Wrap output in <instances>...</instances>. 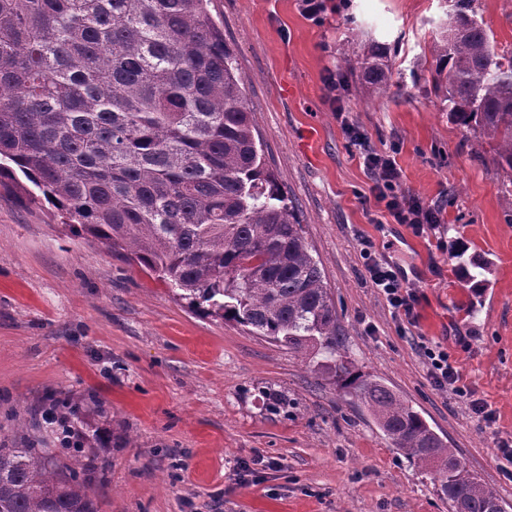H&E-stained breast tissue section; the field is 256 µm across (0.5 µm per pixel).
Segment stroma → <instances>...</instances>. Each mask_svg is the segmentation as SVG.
I'll use <instances>...</instances> for the list:
<instances>
[{"label": "stroma", "instance_id": "1", "mask_svg": "<svg viewBox=\"0 0 512 512\" xmlns=\"http://www.w3.org/2000/svg\"><path fill=\"white\" fill-rule=\"evenodd\" d=\"M444 0H209L246 82L266 162L295 207L336 304L339 341L427 420L512 512V180L452 123L425 52ZM512 51V0H481ZM389 49L392 86L345 81L347 45ZM342 76L338 89L329 75ZM394 153L402 189L440 221L423 235L381 218L344 127ZM417 296L402 328L361 251ZM447 348L474 399L436 386L423 346ZM285 397L273 412L267 397ZM70 399L103 465L101 512H451L431 476L367 410L284 347L201 314L125 251L70 234L59 212L0 185V434L53 447L45 411Z\"/></svg>", "mask_w": 512, "mask_h": 512}]
</instances>
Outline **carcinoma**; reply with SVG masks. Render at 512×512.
<instances>
[{"label":"carcinoma","mask_w":512,"mask_h":512,"mask_svg":"<svg viewBox=\"0 0 512 512\" xmlns=\"http://www.w3.org/2000/svg\"><path fill=\"white\" fill-rule=\"evenodd\" d=\"M478 0H452L428 52L448 118L492 145L512 175V54L496 52ZM376 95L387 47L344 57ZM244 79L207 0H0V183L16 172L69 226L130 249L146 272L208 315L313 363L363 404L391 445L430 469L451 505L499 501L422 414L341 354L336 305L292 202L265 167ZM78 411H49L75 433ZM97 457L81 445L0 440V512H100Z\"/></svg>","instance_id":"carcinoma-1"}]
</instances>
